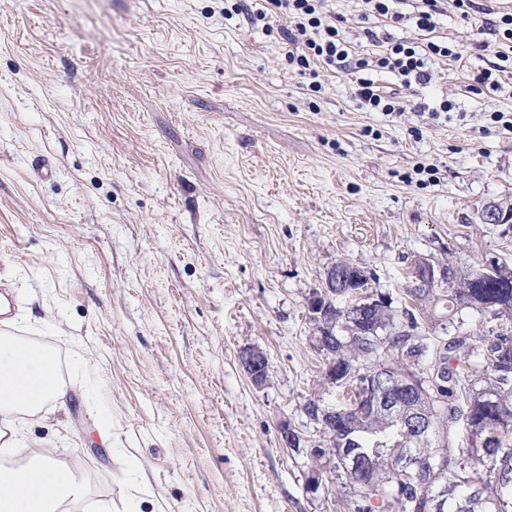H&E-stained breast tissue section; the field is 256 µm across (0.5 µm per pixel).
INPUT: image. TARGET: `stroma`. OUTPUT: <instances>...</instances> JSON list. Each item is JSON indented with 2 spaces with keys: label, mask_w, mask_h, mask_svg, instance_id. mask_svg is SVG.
<instances>
[{
  "label": "stroma",
  "mask_w": 512,
  "mask_h": 512,
  "mask_svg": "<svg viewBox=\"0 0 512 512\" xmlns=\"http://www.w3.org/2000/svg\"><path fill=\"white\" fill-rule=\"evenodd\" d=\"M270 24L224 0H0V294L62 369L27 435L84 478L77 512H337L278 431L323 447L304 406L347 397L309 320L328 269L399 307L415 260L512 261V226L479 218L512 205V134L488 117L512 97L469 91L494 42L449 14L464 60L419 94L458 107L434 120L362 110L327 71L310 91ZM240 361L251 383L257 388L265 386L268 380V359L258 348H246L241 352Z\"/></svg>",
  "instance_id": "1"
}]
</instances>
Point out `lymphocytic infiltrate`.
Wrapping results in <instances>:
<instances>
[{
    "instance_id": "obj_1",
    "label": "lymphocytic infiltrate",
    "mask_w": 512,
    "mask_h": 512,
    "mask_svg": "<svg viewBox=\"0 0 512 512\" xmlns=\"http://www.w3.org/2000/svg\"><path fill=\"white\" fill-rule=\"evenodd\" d=\"M359 7L362 19L376 18L430 34L451 10L461 19L475 20L478 34L491 36L499 46L496 62L480 70L475 81L479 87L505 91L504 78L512 76V9L497 0H359ZM224 14L244 16L255 26L268 24L275 15L285 16L288 57L301 74L310 76L311 90H320L318 76L323 69L354 76V98L360 108L371 112L393 114L404 109L399 97L376 84L375 74H393L412 91L431 82L435 61L463 58L459 47L448 40L397 38L369 25L361 35L378 51L369 56L357 53L343 26L344 17L332 8L331 0H266L265 8L256 11L246 0H232Z\"/></svg>"
}]
</instances>
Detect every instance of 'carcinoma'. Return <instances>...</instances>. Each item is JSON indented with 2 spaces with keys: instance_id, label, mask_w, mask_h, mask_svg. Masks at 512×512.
<instances>
[{
  "instance_id": "cac0c4a2",
  "label": "carcinoma",
  "mask_w": 512,
  "mask_h": 512,
  "mask_svg": "<svg viewBox=\"0 0 512 512\" xmlns=\"http://www.w3.org/2000/svg\"><path fill=\"white\" fill-rule=\"evenodd\" d=\"M478 267L448 265L443 288H409L410 305L395 309L386 299L358 315L348 304L334 307L335 337L326 359L349 378L351 395L340 407L348 436L377 437L369 447L366 473L350 477L370 492L352 491L341 500L343 512H435V493H447L446 512H512V266L503 263L480 277ZM466 310L501 321L492 336L462 331ZM442 334L430 335V332ZM480 352L482 362L461 371L458 363ZM412 383L410 404L428 414L426 434L406 439L392 434L389 419L360 411V403L381 367ZM464 428L466 443L454 448L452 433ZM327 446L308 456L309 470L326 475L328 485L344 478L341 460L356 452L346 437L325 432ZM409 453L424 463L442 453L445 467L421 472L413 481L397 475ZM336 468H331V463Z\"/></svg>"
}]
</instances>
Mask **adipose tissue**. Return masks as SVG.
Masks as SVG:
<instances>
[{
  "label": "adipose tissue",
  "mask_w": 512,
  "mask_h": 512,
  "mask_svg": "<svg viewBox=\"0 0 512 512\" xmlns=\"http://www.w3.org/2000/svg\"><path fill=\"white\" fill-rule=\"evenodd\" d=\"M48 350L0 333V414L41 412L62 403L65 388ZM85 481L31 447L12 425L0 426V512H70Z\"/></svg>",
  "instance_id": "obj_1"
}]
</instances>
